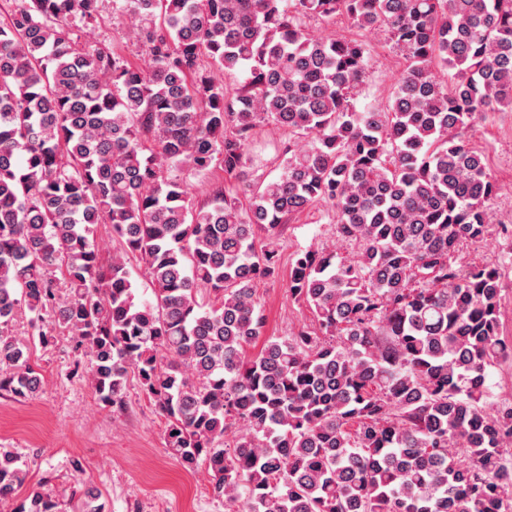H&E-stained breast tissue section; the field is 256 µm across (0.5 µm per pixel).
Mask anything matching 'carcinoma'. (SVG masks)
<instances>
[{"instance_id": "cac0c4a2", "label": "carcinoma", "mask_w": 512, "mask_h": 512, "mask_svg": "<svg viewBox=\"0 0 512 512\" xmlns=\"http://www.w3.org/2000/svg\"><path fill=\"white\" fill-rule=\"evenodd\" d=\"M6 2L0 391L42 389L11 333L25 308L72 336L101 405L123 409L137 378L168 452L208 463L227 512H512V405L488 409L489 369L512 355L502 274L491 258L456 266L491 222L497 185L461 132L512 111V0H116L143 66L84 39L101 0ZM336 16L403 56L384 104L354 105L362 39L309 33ZM269 122L309 144L253 183L249 145ZM215 168L247 209L221 182L192 202L186 176ZM321 202L355 252L297 253L288 291L316 330L251 354L256 284L278 270L255 231ZM103 224L118 237L107 259ZM26 478L1 449L0 501L57 512L41 491L17 499ZM77 512L104 505L86 491Z\"/></svg>"}]
</instances>
